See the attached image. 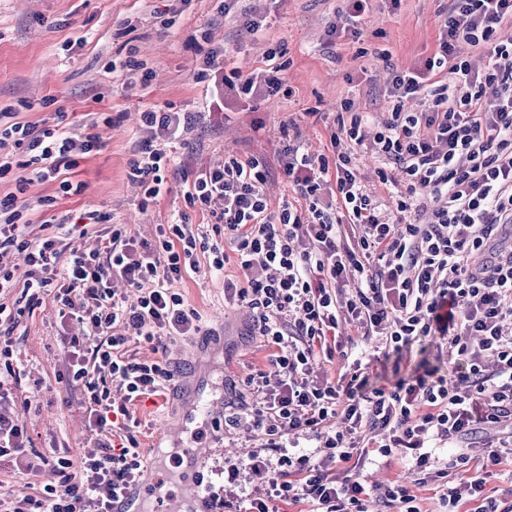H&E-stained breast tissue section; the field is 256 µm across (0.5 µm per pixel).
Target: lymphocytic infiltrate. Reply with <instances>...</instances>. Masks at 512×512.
I'll use <instances>...</instances> for the list:
<instances>
[{
  "label": "lymphocytic infiltrate",
  "mask_w": 512,
  "mask_h": 512,
  "mask_svg": "<svg viewBox=\"0 0 512 512\" xmlns=\"http://www.w3.org/2000/svg\"><path fill=\"white\" fill-rule=\"evenodd\" d=\"M508 17L512 0H450L437 52L414 70L392 73L386 120L371 134L367 116L351 113L330 135L331 155L302 151L289 125H281L279 166L297 203L271 208L263 190L268 165L253 156L228 157L201 172L184 199L223 225L220 242L172 223L152 244L119 227L96 246L81 247L74 234L83 219L73 214L53 218L51 234L32 236L28 188L57 182L56 196L39 201L47 208L56 197L81 195L84 182L69 173L100 151L97 128L112 119L91 120L90 133L75 140L60 125L23 122L0 109V181L15 185L0 196V370H15L9 324L47 301L72 311L85 334L64 339L70 349L64 380L83 387L98 433L80 464L68 450L48 451L43 462L52 478L39 496L0 512H113L115 501L134 489L143 467L130 406L163 395L174 379L164 357L168 340L200 329L199 313L169 285L197 270L203 253L216 274L236 261L245 280L225 282L227 296L248 303L252 333L271 350L270 371L249 375L224 405L225 435L245 422L268 437L247 459L225 461L224 492L211 496L224 512H279L280 504L301 500L316 512H373L380 503L421 512L407 487L366 488L352 466L365 431L376 429L389 432L375 444L377 458L405 449L413 472L438 481L448 472L436 468L429 441L459 447V463L480 459L482 472L445 487L441 500L451 510L466 494L478 512H512L511 503L486 491L490 467L512 451V244L502 239L512 229V46L495 41ZM461 41L488 48L490 67L476 74L456 60ZM223 57V48H212L197 75L206 85L205 112L223 113L230 96L291 95L275 53L266 56L268 68L247 74L237 68L223 74ZM442 68L450 80L438 85L433 78ZM413 99L425 101V109L405 111ZM194 121L182 112L141 113L145 138L128 177L143 186L146 199L165 189L170 159L161 142ZM364 145L384 163L381 183L392 181L389 166L405 175L396 214L383 211L361 185L353 159ZM64 251L70 261L61 271ZM478 251L488 254L480 266L471 262ZM16 253L27 264L20 278L8 263ZM117 278L138 290L136 302L113 289ZM343 319L395 352L419 335L447 340L449 353L467 360V386L427 369L367 398L357 357L349 371L314 380L317 361L334 354L328 338ZM135 339L150 345L153 359L131 351ZM116 390L122 403L112 397ZM480 424L497 428L499 437L473 456L462 445ZM300 436L322 440L321 450L290 451L289 440ZM30 450L24 424L0 412V461L24 466ZM244 472L268 491L242 509L235 487Z\"/></svg>",
  "instance_id": "1"
}]
</instances>
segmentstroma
<instances>
[{
  "mask_svg": "<svg viewBox=\"0 0 512 512\" xmlns=\"http://www.w3.org/2000/svg\"><path fill=\"white\" fill-rule=\"evenodd\" d=\"M262 6L268 26L252 35L235 14H224L221 0H0V107L16 108L20 120L48 124L55 110L65 111V130L77 140L86 135L91 113L105 112L116 121L112 127L99 126L101 150L73 174L85 183L84 193L58 198L56 212H107L131 236L150 242L159 225L185 213L195 233L213 239V217L189 208L184 191L187 181L227 155L262 156L271 162L265 192L271 207H278L294 197L274 165L281 124L295 123L304 148L318 155L329 143L343 104L367 113L371 124L381 122L390 108L389 72L416 68L437 51L448 12V0H401L396 8L389 0H371L358 35L344 34L332 42L331 27L345 23L344 0H263ZM201 34L210 45L225 48L227 67L246 73L264 67L270 50L282 51V77L293 95L234 99L230 118L195 122L168 146L170 193L146 205L140 187L127 176L141 138L139 116L168 105L181 112L201 111L202 86L196 75L204 54L190 41ZM130 56L152 70L148 88H141L138 76L110 69L112 60ZM50 96L55 106H44ZM228 278H243L235 262L226 263L222 276H213L203 265L171 285L187 307L199 312L201 329L199 335L177 336L169 344L175 389L166 398L153 397L132 407L140 421L134 434L144 474L154 482L153 496L176 498L186 491L178 452L189 442L210 451L200 475L205 488L223 485L225 457L266 442L265 435L244 428L225 437L219 424L206 423L195 432L180 430L190 390H204L220 407L227 384L268 366L269 349L246 333L247 305L224 299ZM65 329L82 333L49 302L23 317L13 331L19 372L0 376V382L13 389L8 410L24 423L33 447L43 452L54 445L65 447L76 462L95 434L85 423L82 390L58 380L67 361L60 342ZM384 353L375 340L363 348L369 388L390 386L396 375L410 376L423 364L451 380L466 368L464 358L449 355L444 342L432 336L416 337L400 362ZM361 469L367 485L402 483L416 495L421 512H444L440 488L433 482L416 484L402 449H395L391 463L368 460ZM49 479L40 467L22 470L2 461L0 498L38 494Z\"/></svg>",
  "mask_w": 512,
  "mask_h": 512,
  "instance_id": "35a3bbf8",
  "label": "stroma"
}]
</instances>
